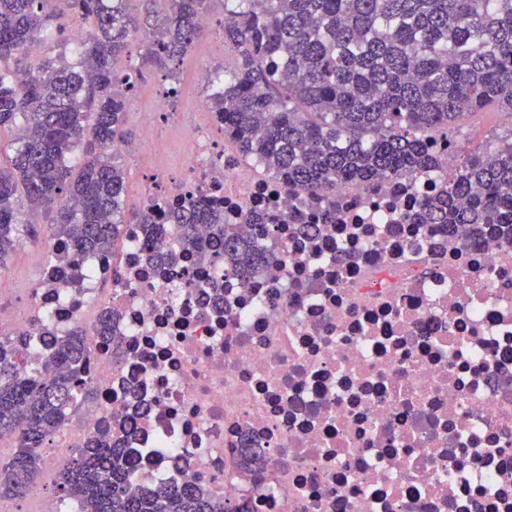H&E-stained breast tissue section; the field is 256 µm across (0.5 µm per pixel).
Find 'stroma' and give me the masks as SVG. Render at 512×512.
Masks as SVG:
<instances>
[{
	"label": "stroma",
	"mask_w": 512,
	"mask_h": 512,
	"mask_svg": "<svg viewBox=\"0 0 512 512\" xmlns=\"http://www.w3.org/2000/svg\"><path fill=\"white\" fill-rule=\"evenodd\" d=\"M224 26V0H210L209 26L195 44L193 50L179 64L180 85L177 95H168L169 82L157 68L144 66L142 59L149 48L147 41L136 38L130 43L129 53L118 64L120 72L129 68H141L135 88L129 98L127 128L132 142L126 146L121 161L126 174L125 206L135 210L142 206L143 197L153 183L147 170L138 163L141 150V122L143 112L160 109L167 112H185L192 109L198 96L194 82V72L200 63H208L214 72L232 67L234 58L224 48L222 30ZM512 137V117L498 112L495 108L466 117L458 128L456 139L466 149L476 146L494 145ZM26 223L36 225V238L22 237L14 251L0 267V285L24 290L34 287L39 269L45 265L52 252V230L47 214L38 212L26 215ZM59 470L53 467L50 459H43L35 479L42 495H25L6 499L10 512H41L43 507L59 508V489L56 485Z\"/></svg>",
	"instance_id": "1"
}]
</instances>
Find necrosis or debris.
<instances>
[{"label":"necrosis or debris","mask_w":512,"mask_h":512,"mask_svg":"<svg viewBox=\"0 0 512 512\" xmlns=\"http://www.w3.org/2000/svg\"><path fill=\"white\" fill-rule=\"evenodd\" d=\"M199 122L178 187L159 199L220 203L225 223L271 252L248 284L195 255L149 261L139 224L108 254L44 266L29 306L0 305V340L40 323L81 327L96 403L57 448L131 431L145 483H197L253 512H512V247L416 224L456 149L430 174L348 185L332 201L216 148L196 72ZM332 223H320L327 205ZM261 216L276 224L260 237ZM114 319L99 334L103 312ZM263 449L261 477L236 451Z\"/></svg>","instance_id":"obj_1"}]
</instances>
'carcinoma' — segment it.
<instances>
[{
  "label": "carcinoma",
  "instance_id": "obj_1",
  "mask_svg": "<svg viewBox=\"0 0 512 512\" xmlns=\"http://www.w3.org/2000/svg\"><path fill=\"white\" fill-rule=\"evenodd\" d=\"M105 0H0V131L15 148L0 165V264L33 224L23 209L53 213V236L70 253L113 251L124 224L147 237L180 227L179 245L200 262L246 281L267 260L244 241L224 211L188 200L177 210L128 211L124 170L112 142L127 138V100L135 86L116 63L137 32L126 3ZM143 62L177 75L202 33L209 0H164ZM224 22L235 56L224 91L209 101L243 157L302 191L331 198L353 183L431 172L439 162L425 143L453 136L466 115L495 106L512 117V0H239ZM92 23L80 60L28 58L60 11ZM79 151V168L68 164ZM417 219L477 240L491 229L512 247V140L473 150ZM207 224L209 242L193 227ZM38 327L0 341V433L16 450L0 463V496L21 497L38 472L40 448L87 390L88 346L78 327L53 338L51 355L29 360ZM260 450L241 449V466L259 478ZM136 459L103 429L75 449L58 475L61 501L77 512H252L194 486L138 483Z\"/></svg>",
  "mask_w": 512,
  "mask_h": 512
}]
</instances>
